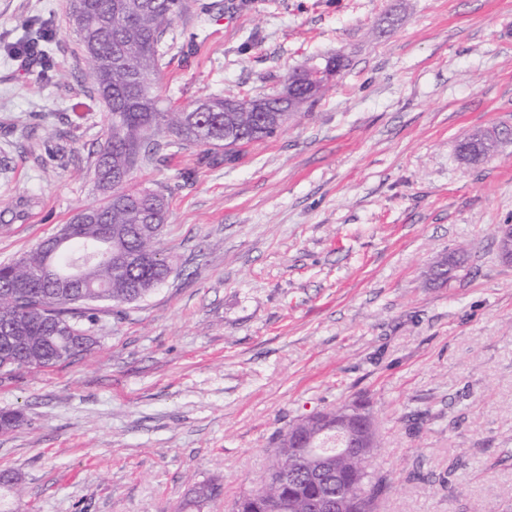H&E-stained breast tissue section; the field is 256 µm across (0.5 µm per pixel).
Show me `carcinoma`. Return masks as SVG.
<instances>
[{
  "label": "carcinoma",
  "mask_w": 512,
  "mask_h": 512,
  "mask_svg": "<svg viewBox=\"0 0 512 512\" xmlns=\"http://www.w3.org/2000/svg\"><path fill=\"white\" fill-rule=\"evenodd\" d=\"M74 11V29L92 67L86 79L111 116L106 138L95 162L97 187L104 201L79 211L58 234L22 257L0 264V336H22L25 346L13 350L0 342V371L42 370L82 354L95 343L93 305L119 307L138 301L171 274L159 247L169 206L163 193L132 186L138 165L163 148L195 145L225 149L235 158L239 145L273 137L277 128H263L258 113L238 110V96H214L191 108L165 107L157 92L161 42L174 21L187 13L186 0H83ZM48 28L9 47L11 54L42 64L50 57ZM285 81L301 100L309 91L306 72L292 71ZM269 124L279 121L282 99L262 96ZM168 140H159V132ZM313 416L293 422L272 442V462L256 488L240 495L231 512H259L267 501L281 512H317L310 507L316 489L297 486L293 474L311 466L289 451L288 435L308 425ZM375 449L358 458L343 457L337 468L342 479L360 482L344 512H376L387 479L369 471ZM216 484L194 489V503L219 495Z\"/></svg>",
  "instance_id": "1"
}]
</instances>
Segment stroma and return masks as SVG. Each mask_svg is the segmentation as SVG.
Wrapping results in <instances>:
<instances>
[{
    "instance_id": "stroma-1",
    "label": "stroma",
    "mask_w": 512,
    "mask_h": 512,
    "mask_svg": "<svg viewBox=\"0 0 512 512\" xmlns=\"http://www.w3.org/2000/svg\"><path fill=\"white\" fill-rule=\"evenodd\" d=\"M163 43L179 107L278 90L341 55L325 96L234 160L160 153L134 184L166 189L173 271L101 304L91 351L0 374V512H228L296 419L369 400L378 512H512V0H218ZM56 32L43 76L7 52ZM204 42L187 51L190 31ZM70 0H0V263L97 205L110 117ZM494 156L460 161L473 130ZM66 132L64 156L52 155ZM461 263L447 283L430 266ZM217 499L190 504L192 484Z\"/></svg>"
}]
</instances>
